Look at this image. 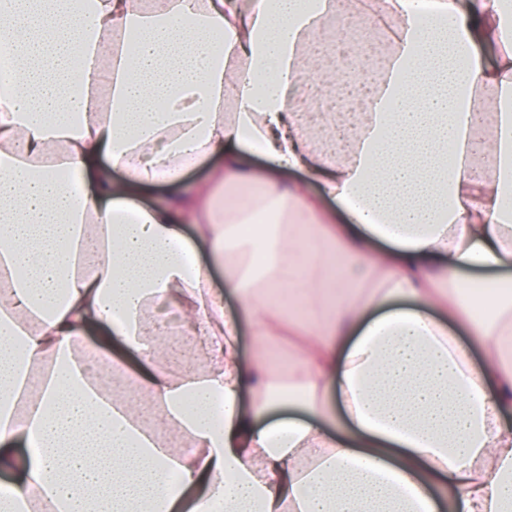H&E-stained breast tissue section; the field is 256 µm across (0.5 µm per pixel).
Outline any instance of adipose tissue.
I'll return each instance as SVG.
<instances>
[{
  "label": "adipose tissue",
  "instance_id": "obj_1",
  "mask_svg": "<svg viewBox=\"0 0 512 512\" xmlns=\"http://www.w3.org/2000/svg\"><path fill=\"white\" fill-rule=\"evenodd\" d=\"M0 49V512H512V295H461L512 266V0H0ZM84 347L89 349H99L95 336H86L84 339ZM102 356H113L118 358L130 373H136L142 366V360L134 352L126 350L118 342L113 343L112 348L99 349Z\"/></svg>",
  "mask_w": 512,
  "mask_h": 512
}]
</instances>
